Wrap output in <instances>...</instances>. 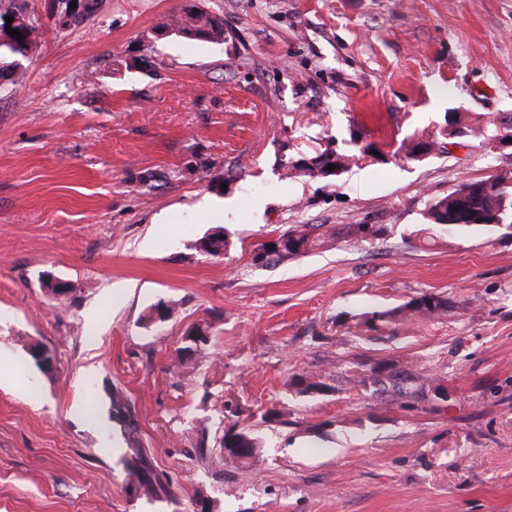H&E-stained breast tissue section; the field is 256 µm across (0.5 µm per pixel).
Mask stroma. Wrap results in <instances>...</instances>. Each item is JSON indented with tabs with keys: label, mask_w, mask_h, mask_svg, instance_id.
Segmentation results:
<instances>
[{
	"label": "stroma",
	"mask_w": 512,
	"mask_h": 512,
	"mask_svg": "<svg viewBox=\"0 0 512 512\" xmlns=\"http://www.w3.org/2000/svg\"><path fill=\"white\" fill-rule=\"evenodd\" d=\"M185 2L101 0L61 29L28 0L38 46L0 90V512H512V229L415 234L429 200L512 150L400 149L456 107L512 112V0H201L223 41L158 34ZM369 141L387 162L282 175ZM294 224L334 236L259 258ZM348 224L387 231L357 245ZM218 230L226 255L200 252ZM425 291L446 317L361 321ZM196 324L208 356L178 357ZM384 364L413 394L352 387ZM318 370L323 391L290 387ZM117 390L169 494L131 475ZM227 401L261 443L245 464L217 443Z\"/></svg>",
	"instance_id": "obj_1"
}]
</instances>
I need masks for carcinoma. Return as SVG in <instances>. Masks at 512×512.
Masks as SVG:
<instances>
[{"label": "carcinoma", "instance_id": "cac0c4a2", "mask_svg": "<svg viewBox=\"0 0 512 512\" xmlns=\"http://www.w3.org/2000/svg\"><path fill=\"white\" fill-rule=\"evenodd\" d=\"M69 0H53L52 16L56 18V24L66 29L76 25L85 18L93 15L98 9L99 0H85L84 11L79 15L69 14ZM14 14L19 17L16 29L22 33L21 39L10 35L0 40V84L17 87L21 85L25 77V66L21 62L27 60L35 43L37 35V22L32 20L28 13L27 0H0V17ZM166 30L191 40L219 41L224 39V22L209 11L197 6L185 7L180 14L170 19ZM456 123L462 125L465 131L454 137H449L443 131L437 134H414L409 138L406 157L412 160L423 158L419 149L428 148V155H439L449 144L460 141L478 140L487 142L497 134V128L503 127L512 131V113L506 116H498L495 119L486 120L481 116H474L469 112L454 113ZM375 143H366L355 151L338 152L333 148L325 149L320 155L313 157L308 162L284 164L283 177L325 179L326 171L333 165L345 172L353 166H357L368 160L375 162L384 157V152L372 154ZM480 184V181H472L462 184L448 194L430 200L423 212L422 223L415 233L425 237L433 227L441 225L446 219L455 220V228L461 230L472 227H490L499 223L512 228V177L503 178L493 182L489 188L475 193L468 199V208L482 213V218L472 220L463 214L458 207L457 192ZM343 236L349 241L360 244L371 237H378L384 231L381 225L371 224H347L342 228ZM323 244V240L314 237L306 224H294L288 230L279 235L277 241L262 245L265 255L272 257H294L314 250ZM229 247V243L223 242V234L216 232L200 242V249L209 255H217L221 247ZM448 313V301L434 293L425 292L412 299L403 306L387 310L373 311L367 315L365 324L374 326L376 323L401 321L410 324L419 319H439ZM327 374L320 372H305L293 377V386L299 395H308L319 392L326 387ZM113 418L121 423L130 434L136 430L134 412L126 403L122 394L113 393ZM224 448H256L258 441L245 429L233 424L223 436ZM128 467L137 479L144 492L155 494L159 484L153 479L148 457L142 448H133L128 460Z\"/></svg>", "mask_w": 512, "mask_h": 512}]
</instances>
